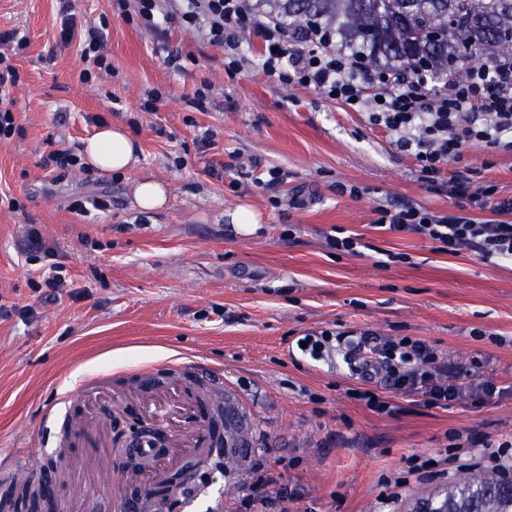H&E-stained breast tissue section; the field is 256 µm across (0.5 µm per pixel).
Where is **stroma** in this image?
<instances>
[{
    "instance_id": "35a3bbf8",
    "label": "stroma",
    "mask_w": 512,
    "mask_h": 512,
    "mask_svg": "<svg viewBox=\"0 0 512 512\" xmlns=\"http://www.w3.org/2000/svg\"><path fill=\"white\" fill-rule=\"evenodd\" d=\"M66 12L105 19L113 75L80 82L79 44L60 40ZM167 26L157 40L114 16L112 0H0V34L16 29L29 43L16 59L17 131L0 141V495L25 458L65 447L57 512H116V490L141 481L122 469L112 438L145 415L118 380L175 364L181 382L205 384L208 369H222L252 420L236 463L207 456L161 512H236L257 459L271 465L278 512H412L448 481L405 480L409 457L438 456L454 433L512 440V264L376 230L377 208L444 211L450 200L361 113L257 68H229L220 48L179 21ZM151 88L162 98L145 112ZM109 122L140 143L134 170L44 168L51 152L81 154ZM206 127L218 137L203 147L195 134ZM461 164L512 196V153L469 144ZM272 168L282 181L267 183ZM145 176L170 189L149 216L133 199ZM340 184L361 193H338ZM102 195L110 208L90 207ZM243 201L265 219L245 237L222 220ZM31 226L64 268L51 297L38 286L45 261L28 248ZM340 228L360 239L356 253L330 248ZM324 331L333 338L320 358L301 351L299 339ZM349 331L422 341L461 382L489 378L500 393L427 408L392 392L391 411H374L350 395L364 383L334 338ZM99 374L106 386L85 387Z\"/></svg>"
}]
</instances>
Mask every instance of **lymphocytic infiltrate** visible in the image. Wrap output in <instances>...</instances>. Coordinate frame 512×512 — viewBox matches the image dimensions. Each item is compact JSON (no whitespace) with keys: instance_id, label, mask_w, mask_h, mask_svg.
Wrapping results in <instances>:
<instances>
[{"instance_id":"f902f5d3","label":"lymphocytic infiltrate","mask_w":512,"mask_h":512,"mask_svg":"<svg viewBox=\"0 0 512 512\" xmlns=\"http://www.w3.org/2000/svg\"><path fill=\"white\" fill-rule=\"evenodd\" d=\"M118 17L137 20L146 30L165 37L164 21L179 20L205 44L222 48L229 67L253 65L283 85L320 91L328 99L368 116L370 124L397 137L398 146L414 157L420 177L437 185L454 205L443 212L411 204L380 209L376 229L418 234L434 241L450 255L470 250L483 259L512 263V197L499 194L497 185L479 180L466 168L444 175L448 164L460 161L464 145L512 151V56H493L464 78L448 74L440 85L409 69L364 71L350 53L333 48L323 31H290L280 16L263 10L258 0H113ZM262 41L259 55L242 51L243 33ZM62 41H79L86 63L82 82L108 74L112 64L104 53L101 29H77L76 18L64 14ZM13 54L0 52V138L15 131L11 90L20 79ZM490 210V219L476 218L475 210ZM360 359L358 372L365 382L385 375L389 388L419 398L427 407H447L468 397L481 402L493 398V380L461 383L457 372L439 362L425 344L409 338L369 345L351 340ZM470 456L488 469L512 470V442L472 438L452 442L446 463Z\"/></svg>"}]
</instances>
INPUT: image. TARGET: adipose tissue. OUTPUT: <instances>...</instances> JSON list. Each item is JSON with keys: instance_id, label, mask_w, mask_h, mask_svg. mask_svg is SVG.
<instances>
[{"instance_id": "adipose-tissue-1", "label": "adipose tissue", "mask_w": 512, "mask_h": 512, "mask_svg": "<svg viewBox=\"0 0 512 512\" xmlns=\"http://www.w3.org/2000/svg\"><path fill=\"white\" fill-rule=\"evenodd\" d=\"M139 147L127 129L119 124H104L86 140L83 159L101 171L122 174L138 161Z\"/></svg>"}]
</instances>
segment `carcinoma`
Listing matches in <instances>:
<instances>
[{"mask_svg":"<svg viewBox=\"0 0 512 512\" xmlns=\"http://www.w3.org/2000/svg\"><path fill=\"white\" fill-rule=\"evenodd\" d=\"M292 30L322 29L368 71L414 68L420 57L439 79L465 76L490 55L512 54V0H261ZM213 437L224 441V396L207 393ZM44 479L18 478L3 498L17 510L46 497ZM448 512H512V475L470 471L448 484Z\"/></svg>","mask_w":512,"mask_h":512,"instance_id":"carcinoma-1","label":"carcinoma"}]
</instances>
